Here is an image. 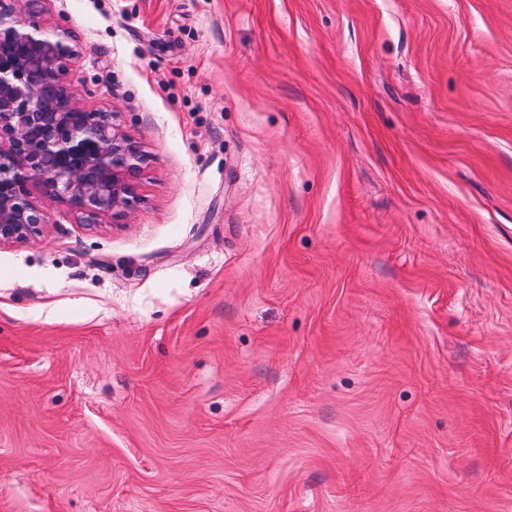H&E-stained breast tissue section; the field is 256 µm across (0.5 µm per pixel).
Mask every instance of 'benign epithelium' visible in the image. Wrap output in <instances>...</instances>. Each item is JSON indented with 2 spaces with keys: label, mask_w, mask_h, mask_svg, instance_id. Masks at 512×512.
Instances as JSON below:
<instances>
[{
  "label": "benign epithelium",
  "mask_w": 512,
  "mask_h": 512,
  "mask_svg": "<svg viewBox=\"0 0 512 512\" xmlns=\"http://www.w3.org/2000/svg\"><path fill=\"white\" fill-rule=\"evenodd\" d=\"M15 2L0 0V246L42 236L49 217L31 184L95 227L131 213L147 164L113 113L88 108L67 83L70 31L41 23L44 0H24V15Z\"/></svg>",
  "instance_id": "7a95c632"
}]
</instances>
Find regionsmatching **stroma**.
<instances>
[{
	"label": "stroma",
	"mask_w": 512,
	"mask_h": 512,
	"mask_svg": "<svg viewBox=\"0 0 512 512\" xmlns=\"http://www.w3.org/2000/svg\"><path fill=\"white\" fill-rule=\"evenodd\" d=\"M148 155L0 247V512H512V0H46Z\"/></svg>",
	"instance_id": "stroma-1"
}]
</instances>
